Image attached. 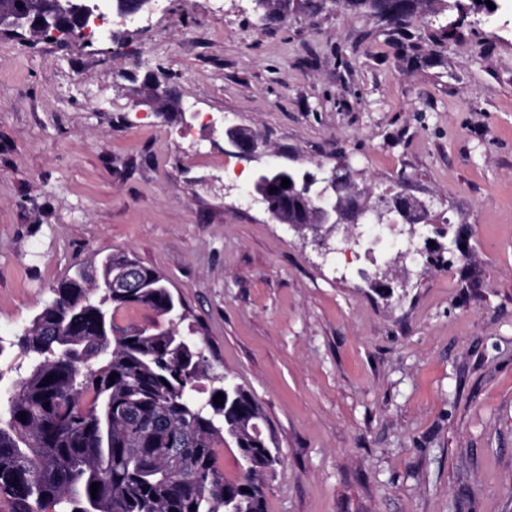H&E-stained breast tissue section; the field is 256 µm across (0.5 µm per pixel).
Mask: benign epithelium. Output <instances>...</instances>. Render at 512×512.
<instances>
[{"mask_svg": "<svg viewBox=\"0 0 512 512\" xmlns=\"http://www.w3.org/2000/svg\"><path fill=\"white\" fill-rule=\"evenodd\" d=\"M54 5L44 6L38 0H31L29 6L14 8L0 13V30L22 36L30 32L40 36L69 37L75 31L88 30L89 20H98L105 12H115L128 21L144 13L154 11L156 0H53ZM227 144L233 153L250 156L259 148L257 135L251 133L245 138L229 135ZM296 196L310 202L312 220L306 224H293L278 211L270 212L273 219L296 230L309 229L315 235L318 248L328 254L331 247L322 229L350 235V228L361 219L376 217L393 232L403 233L399 225L410 223L408 212L410 200L402 193L387 191L376 196L373 203L362 198L350 181L349 168L344 163L336 164L321 178L303 176L295 184Z\"/></svg>", "mask_w": 512, "mask_h": 512, "instance_id": "7a95c632", "label": "benign epithelium"}]
</instances>
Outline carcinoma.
<instances>
[{"instance_id":"carcinoma-1","label":"carcinoma","mask_w":512,"mask_h":512,"mask_svg":"<svg viewBox=\"0 0 512 512\" xmlns=\"http://www.w3.org/2000/svg\"><path fill=\"white\" fill-rule=\"evenodd\" d=\"M400 2L395 30L425 29L410 8L420 0ZM294 177L270 172L254 190L304 224L307 204L281 187ZM132 263L144 287L98 288L87 273L85 288L63 280L23 331L29 373L0 390V502L9 512H266L264 476L279 458L272 442L253 436L261 407L245 386L213 373L204 340L186 335L179 344L185 304L159 271L117 253L102 260L100 276L115 279ZM131 306L163 324H119L118 311ZM102 315L112 324L107 336L94 331ZM75 326L83 335H69ZM205 380L212 387L198 398ZM224 391L229 397L214 404ZM229 443L234 479L220 465Z\"/></svg>"}]
</instances>
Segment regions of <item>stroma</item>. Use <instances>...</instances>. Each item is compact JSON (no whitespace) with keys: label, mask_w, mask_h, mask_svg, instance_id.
I'll use <instances>...</instances> for the list:
<instances>
[{"label":"stroma","mask_w":512,"mask_h":512,"mask_svg":"<svg viewBox=\"0 0 512 512\" xmlns=\"http://www.w3.org/2000/svg\"><path fill=\"white\" fill-rule=\"evenodd\" d=\"M316 2L265 23L255 0H171L81 51L0 34V372L26 375L15 343L58 282L123 252L263 408L282 457L267 512H512V0L425 11L452 35L417 51ZM163 75L216 125L156 111L144 85ZM194 125L244 192L264 168L343 161L358 188L425 203L421 255L360 224V247L334 236L324 256L238 208L190 159ZM231 127L258 134L255 157L226 152Z\"/></svg>","instance_id":"obj_1"}]
</instances>
